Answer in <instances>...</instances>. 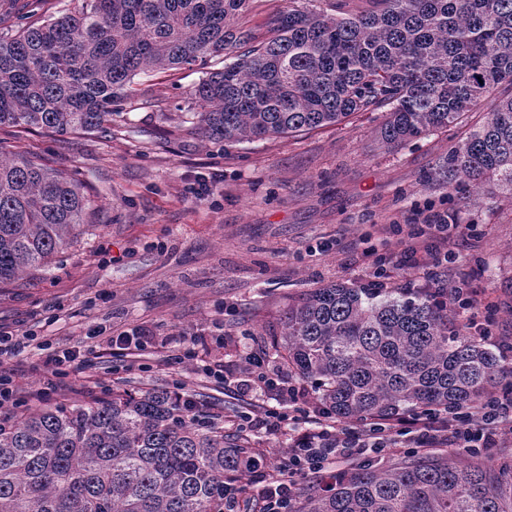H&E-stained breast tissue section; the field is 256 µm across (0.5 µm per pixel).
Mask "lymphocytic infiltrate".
Here are the masks:
<instances>
[{"instance_id": "obj_1", "label": "lymphocytic infiltrate", "mask_w": 512, "mask_h": 512, "mask_svg": "<svg viewBox=\"0 0 512 512\" xmlns=\"http://www.w3.org/2000/svg\"><path fill=\"white\" fill-rule=\"evenodd\" d=\"M421 223L411 225L409 243L393 261L375 258L369 284H394L393 270L423 266L425 261L444 265L456 254L448 247V215L432 209L421 212ZM246 374L259 396L273 404L265 416L270 429L287 428L288 458L278 472L264 475V512H294L298 480L321 472L330 458L356 464L370 451L403 446L414 452L436 448H502L512 442V385L467 410L429 408L392 419L369 418L358 427H343L320 402L317 392L269 377L267 363L250 357Z\"/></svg>"}]
</instances>
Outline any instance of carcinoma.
<instances>
[{
	"instance_id": "carcinoma-1",
	"label": "carcinoma",
	"mask_w": 512,
	"mask_h": 512,
	"mask_svg": "<svg viewBox=\"0 0 512 512\" xmlns=\"http://www.w3.org/2000/svg\"><path fill=\"white\" fill-rule=\"evenodd\" d=\"M259 0H78L0 38V127L103 134L135 75L218 68L190 92L213 144L289 135L386 112L392 148L484 120L448 152V197L494 178L512 188V0H288L264 35L240 22ZM90 201L79 181L0 146V283L64 253ZM446 288L323 285L288 309L275 350L359 423L421 407L459 408L504 378L508 344L468 334ZM248 436L199 401L112 392L0 417V512H225L265 470ZM298 512H512V455L371 459L298 492Z\"/></svg>"
}]
</instances>
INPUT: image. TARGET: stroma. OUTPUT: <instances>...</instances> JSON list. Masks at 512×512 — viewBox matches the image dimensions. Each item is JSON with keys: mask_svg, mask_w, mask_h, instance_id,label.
Returning a JSON list of instances; mask_svg holds the SVG:
<instances>
[{"mask_svg": "<svg viewBox=\"0 0 512 512\" xmlns=\"http://www.w3.org/2000/svg\"><path fill=\"white\" fill-rule=\"evenodd\" d=\"M42 0L18 16L0 0V34L73 8ZM200 67L140 74L105 135L60 136L1 127L0 145L79 180L94 207L82 233L48 267L0 284V329L28 332L56 350L75 349L59 401L115 388L173 389L209 402L234 432V410L250 412L257 448L279 467L288 436L265 432L266 403L244 383L248 354L272 351L289 306L332 281L360 285L372 256H389V224H412L424 207L457 226L460 263L447 280L467 278L495 308L491 333L512 336V195L483 180L449 198L440 168L481 112L397 148L381 147L380 112L276 138L207 141L193 122L189 93ZM212 193L196 199L192 186ZM141 327L151 342L112 354V338ZM198 357L181 358V338ZM44 354L0 357L23 399L43 377ZM222 371L204 378L198 367Z\"/></svg>", "mask_w": 512, "mask_h": 512, "instance_id": "obj_1", "label": "stroma"}]
</instances>
